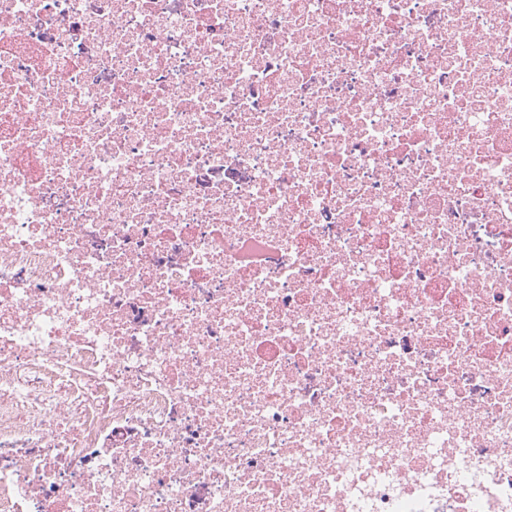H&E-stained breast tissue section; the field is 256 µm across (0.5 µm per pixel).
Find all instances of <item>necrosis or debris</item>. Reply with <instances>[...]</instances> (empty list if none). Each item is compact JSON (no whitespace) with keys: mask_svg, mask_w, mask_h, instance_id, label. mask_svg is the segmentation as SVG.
Masks as SVG:
<instances>
[{"mask_svg":"<svg viewBox=\"0 0 512 512\" xmlns=\"http://www.w3.org/2000/svg\"><path fill=\"white\" fill-rule=\"evenodd\" d=\"M0 512H512V0H0Z\"/></svg>","mask_w":512,"mask_h":512,"instance_id":"obj_1","label":"necrosis or debris"}]
</instances>
